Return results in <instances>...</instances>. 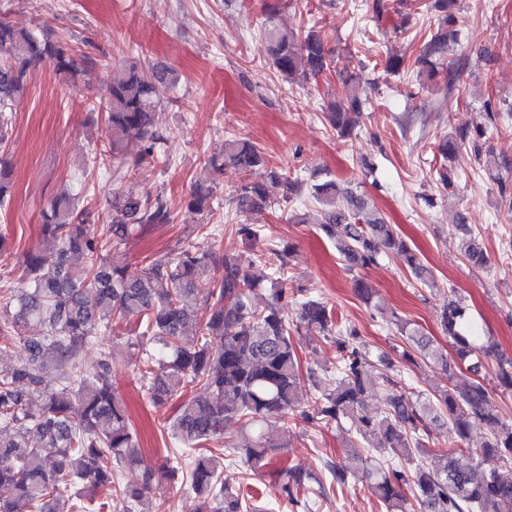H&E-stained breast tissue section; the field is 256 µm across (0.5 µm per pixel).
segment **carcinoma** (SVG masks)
<instances>
[{
	"label": "carcinoma",
	"mask_w": 512,
	"mask_h": 512,
	"mask_svg": "<svg viewBox=\"0 0 512 512\" xmlns=\"http://www.w3.org/2000/svg\"><path fill=\"white\" fill-rule=\"evenodd\" d=\"M456 5L457 0L416 4L425 12H437L438 22L418 59L419 82L431 83L440 76L448 87L454 81L455 74L439 71L433 57L458 35ZM273 14L262 9L261 31L280 73L289 78L299 73L307 80L336 69L319 33L300 38L274 24ZM46 61L70 75L80 62L97 64L78 46L42 41L32 31L0 23V146L11 125L4 107L21 96L29 71ZM339 76L346 86L345 100L331 108L329 120L339 137L348 138L355 129L352 116L362 110L361 77L351 70ZM176 82L170 68L147 75L135 65L112 82L107 118L112 157L149 155L160 147L164 137L153 128L151 112ZM224 162L279 179L260 149L245 139L226 140ZM9 184L8 161L0 157L1 208L10 201ZM314 198L324 215L319 230L335 243L347 269L373 266L384 248L402 256L416 279L432 278L392 226L369 211L364 196L329 180L315 186ZM265 202L263 182L244 185L240 207L262 209ZM42 215L43 228L57 241V249L28 257L24 287L7 292L0 312V350L20 343L26 353L21 363L0 372V427L11 430L9 438L0 436V512H102L106 504L96 494L75 496L73 489L80 483L112 491L120 512H138L145 489H120L113 483L112 463L134 465L141 451L112 382V361L103 351L93 370L82 364L88 346L130 319L139 323L136 343L145 352L139 373L154 403L168 402L189 385L208 393L177 404L170 424L171 436L196 451L188 482L203 499L201 512H258L224 477L210 445L224 447L234 462L256 472L270 464L272 449L288 447L286 437H270L265 427L273 420L286 425L296 418L334 422L381 456L378 461L360 458L359 468L333 461L325 466L330 484L340 488L364 477L385 512H512V479L499 473V466L512 462V423L499 419L488 388L476 381L463 391L444 386L426 398H413L387 355L378 356L383 369L372 374L366 341L318 297L303 295L296 319H290L288 300L295 299L297 290H288L289 248L268 247L259 255L278 273L261 303H256V280L234 258L224 259L223 275L201 297L196 282L209 275L213 256L191 242L156 256L140 271L107 261V253L131 236L135 226L171 222L161 199H118L107 237L89 231L82 211L65 194L52 198ZM459 230L465 258L475 266L486 265L470 226L461 224ZM199 300L206 306L204 321L190 311ZM30 323L38 324L42 335H23ZM440 324L456 359L448 360L430 337L397 319L393 325L407 343L401 359L412 363L418 356L451 375L461 363L478 374L484 361L493 358L497 384L512 389V357L494 341L477 343L466 334L465 308L456 296L448 297ZM305 325L320 328L336 345L333 366L311 371L306 379L296 343ZM61 367L67 368L65 375L53 385L46 383L47 373ZM329 377L334 378L331 388L324 385ZM376 387L383 393L378 413L367 403ZM229 420L237 421L242 433L226 441L224 423ZM482 425L491 427V433L476 449L475 468L459 463L462 448L436 447L437 431L443 427L464 443ZM47 448L54 457L49 466ZM426 455L433 456L430 466L422 461ZM270 475L279 478L293 507H309L313 490L307 472L287 467ZM406 487L412 491L410 499Z\"/></svg>",
	"instance_id": "1"
}]
</instances>
